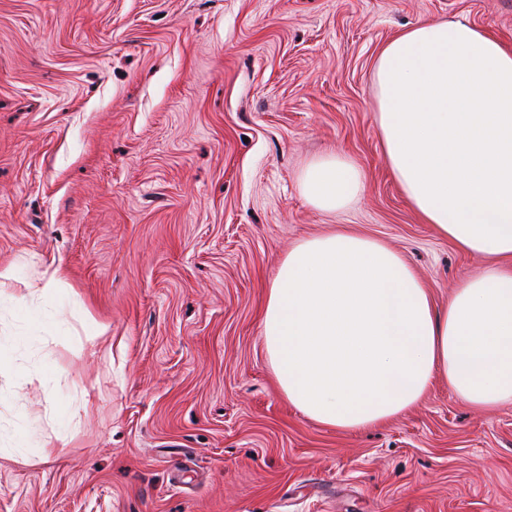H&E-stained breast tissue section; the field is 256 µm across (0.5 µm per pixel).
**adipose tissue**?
<instances>
[{"label":"adipose tissue","instance_id":"ef3b65f1","mask_svg":"<svg viewBox=\"0 0 512 512\" xmlns=\"http://www.w3.org/2000/svg\"><path fill=\"white\" fill-rule=\"evenodd\" d=\"M375 83L391 175L437 236L487 266L439 312L377 239L337 229L289 251L262 318L269 367L290 406L344 431L389 421L437 378L476 408L512 402V48L466 22H423L381 47ZM364 182L336 153L301 174L324 212Z\"/></svg>","mask_w":512,"mask_h":512}]
</instances>
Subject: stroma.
<instances>
[{
    "mask_svg": "<svg viewBox=\"0 0 512 512\" xmlns=\"http://www.w3.org/2000/svg\"><path fill=\"white\" fill-rule=\"evenodd\" d=\"M434 19L512 43V0H0V512H512V402L438 379L343 432L288 405L260 335L280 261L335 226L441 309L483 270L378 136V51ZM326 153L365 174L335 213L300 190ZM54 269L66 293L33 296Z\"/></svg>",
    "mask_w": 512,
    "mask_h": 512,
    "instance_id": "stroma-1",
    "label": "stroma"
}]
</instances>
